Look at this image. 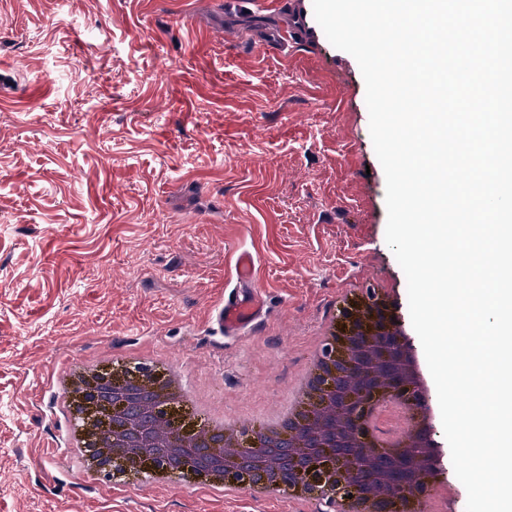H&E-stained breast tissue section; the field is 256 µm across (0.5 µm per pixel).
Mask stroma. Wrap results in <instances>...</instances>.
Segmentation results:
<instances>
[{
    "label": "stroma",
    "instance_id": "1",
    "mask_svg": "<svg viewBox=\"0 0 512 512\" xmlns=\"http://www.w3.org/2000/svg\"><path fill=\"white\" fill-rule=\"evenodd\" d=\"M300 9L0 0V512H294L285 492L146 475L100 491L64 445L54 380L106 351L165 353L203 401L260 417L346 291L389 288L409 319L360 67ZM241 248L269 297L227 339L214 318ZM436 439L445 512H466Z\"/></svg>",
    "mask_w": 512,
    "mask_h": 512
}]
</instances>
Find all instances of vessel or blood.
Instances as JSON below:
<instances>
[{
  "instance_id": "vessel-or-blood-1",
  "label": "vessel or blood",
  "mask_w": 512,
  "mask_h": 512,
  "mask_svg": "<svg viewBox=\"0 0 512 512\" xmlns=\"http://www.w3.org/2000/svg\"><path fill=\"white\" fill-rule=\"evenodd\" d=\"M266 304V289L257 275V260L247 249L236 257L235 284L224 294L217 324L228 337L242 335L260 320Z\"/></svg>"
}]
</instances>
